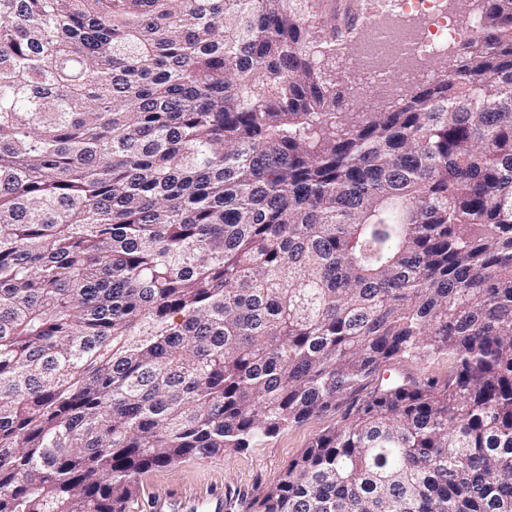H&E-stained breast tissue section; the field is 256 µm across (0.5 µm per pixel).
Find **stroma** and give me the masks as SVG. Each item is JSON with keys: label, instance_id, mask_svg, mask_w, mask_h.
Returning <instances> with one entry per match:
<instances>
[{"label": "stroma", "instance_id": "obj_1", "mask_svg": "<svg viewBox=\"0 0 512 512\" xmlns=\"http://www.w3.org/2000/svg\"><path fill=\"white\" fill-rule=\"evenodd\" d=\"M453 371L454 362L445 355L394 359L327 414L290 426L274 436L260 439L251 448L228 452L221 458L205 462L186 460L147 472L139 479L132 503L138 512H150L153 497L176 491L202 495L208 489L221 487L235 495L239 506H246L274 487L291 460L308 448L318 435L340 425L348 410L374 388L424 379L443 382Z\"/></svg>", "mask_w": 512, "mask_h": 512}]
</instances>
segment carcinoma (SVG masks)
I'll return each instance as SVG.
<instances>
[{
	"label": "carcinoma",
	"instance_id": "cac0c4a2",
	"mask_svg": "<svg viewBox=\"0 0 512 512\" xmlns=\"http://www.w3.org/2000/svg\"><path fill=\"white\" fill-rule=\"evenodd\" d=\"M476 2L375 111L335 0H0V512H125L444 354L245 512H512V0Z\"/></svg>",
	"mask_w": 512,
	"mask_h": 512
}]
</instances>
